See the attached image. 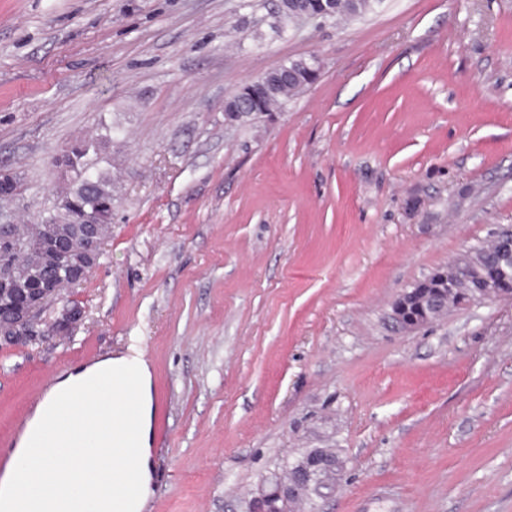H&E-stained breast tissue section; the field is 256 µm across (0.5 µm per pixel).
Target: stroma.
I'll return each mask as SVG.
<instances>
[{"instance_id":"1","label":"stroma","mask_w":512,"mask_h":512,"mask_svg":"<svg viewBox=\"0 0 512 512\" xmlns=\"http://www.w3.org/2000/svg\"><path fill=\"white\" fill-rule=\"evenodd\" d=\"M277 0H0V170L34 224L53 159L107 137L112 234L64 290L72 335L0 344V469L64 371L154 376L144 512H252L307 448L325 512H512V300L406 332L397 294L512 225V0H382L271 24ZM316 58L245 125L224 102ZM311 68L312 62L289 61L275 71L252 79L243 87L246 93L250 91L249 96L256 99H248V106L244 108L240 107L236 96L229 99L224 104V121L241 124L267 115L275 106L283 104L315 82L318 67L315 64V68Z\"/></svg>"}]
</instances>
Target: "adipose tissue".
Returning <instances> with one entry per match:
<instances>
[{
    "mask_svg": "<svg viewBox=\"0 0 512 512\" xmlns=\"http://www.w3.org/2000/svg\"><path fill=\"white\" fill-rule=\"evenodd\" d=\"M153 404L152 369L138 351L58 378L0 473V512H143Z\"/></svg>",
    "mask_w": 512,
    "mask_h": 512,
    "instance_id": "1",
    "label": "adipose tissue"
}]
</instances>
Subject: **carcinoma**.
I'll return each instance as SVG.
<instances>
[{
	"mask_svg": "<svg viewBox=\"0 0 512 512\" xmlns=\"http://www.w3.org/2000/svg\"><path fill=\"white\" fill-rule=\"evenodd\" d=\"M375 0H281L275 15V28L282 32L303 19L357 17L370 11ZM315 82L312 63L290 61L275 71L259 76L244 85L252 99L242 108L237 98L224 104V121L245 123L263 117L277 105L298 95ZM109 140L79 141L66 152L71 171L68 186L57 195L48 215L38 224L26 226L33 248L32 255L22 267L26 280L54 278L62 286L70 283L72 274L89 269L100 255L88 250L82 227L85 217L93 215L101 233L107 234L112 224V184L97 174L88 162L89 154H99ZM64 236L68 249L64 260L55 264L44 260L49 244L55 237Z\"/></svg>",
	"mask_w": 512,
	"mask_h": 512,
	"instance_id": "cac0c4a2",
	"label": "carcinoma"
}]
</instances>
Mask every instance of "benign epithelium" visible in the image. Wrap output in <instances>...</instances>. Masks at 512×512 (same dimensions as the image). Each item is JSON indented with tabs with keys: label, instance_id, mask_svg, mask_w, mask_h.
<instances>
[{
	"label": "benign epithelium",
	"instance_id": "benign-epithelium-1",
	"mask_svg": "<svg viewBox=\"0 0 512 512\" xmlns=\"http://www.w3.org/2000/svg\"><path fill=\"white\" fill-rule=\"evenodd\" d=\"M499 250L494 269L481 265L468 249L413 287L399 293L392 307L396 324L415 331L433 324L448 312V289L458 281H472L474 287L459 290V300L482 303L512 299V287L499 277L498 269L512 257V227L499 229L492 237ZM24 248L15 225L0 218V264L10 271L0 275V294L10 304L9 321L0 325V341L5 344L31 343L49 335L67 334L82 320L77 304L63 305L60 316L43 326L41 313L57 298L60 285L52 279L21 282L15 272L22 264ZM343 462L332 448H313L288 464L286 476L269 482L252 507V512H291L293 506L311 503L320 510L319 501L334 488Z\"/></svg>",
	"mask_w": 512,
	"mask_h": 512
}]
</instances>
